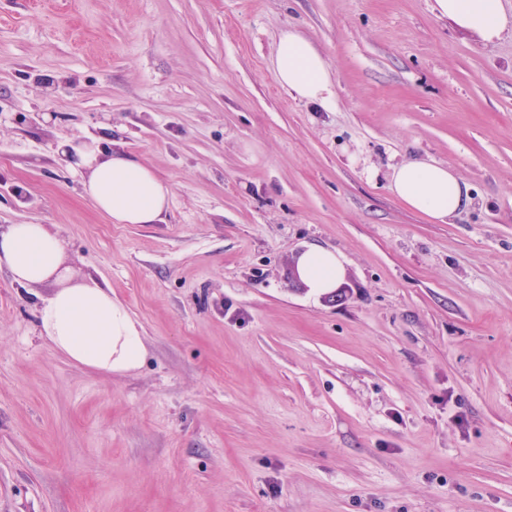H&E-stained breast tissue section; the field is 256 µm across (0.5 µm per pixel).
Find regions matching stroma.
Instances as JSON below:
<instances>
[{
	"mask_svg": "<svg viewBox=\"0 0 512 512\" xmlns=\"http://www.w3.org/2000/svg\"><path fill=\"white\" fill-rule=\"evenodd\" d=\"M309 38L334 83L272 59ZM172 189L115 224L59 142ZM453 167L448 223L392 166ZM43 224L146 346L105 375L40 336L55 284L0 270V512H512V33L434 0H0V229ZM344 257L342 301L293 277ZM272 65L277 82L296 98L322 106L332 98L327 62L302 34H281ZM389 186L407 208L441 223L469 203L468 188L452 168L424 159L393 166Z\"/></svg>",
	"mask_w": 512,
	"mask_h": 512,
	"instance_id": "obj_1",
	"label": "stroma"
}]
</instances>
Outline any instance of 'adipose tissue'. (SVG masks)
<instances>
[{
  "label": "adipose tissue",
  "mask_w": 512,
  "mask_h": 512,
  "mask_svg": "<svg viewBox=\"0 0 512 512\" xmlns=\"http://www.w3.org/2000/svg\"><path fill=\"white\" fill-rule=\"evenodd\" d=\"M435 10L487 43L512 28L502 0H435ZM272 65L277 82L296 98L320 105L331 99L327 62L302 34H281ZM59 149L74 157L84 193L113 223L162 221L171 189L144 162L87 142H65ZM390 189L410 210L442 223L469 203L468 188L452 168L424 159L393 166ZM0 268L24 287L58 283V290L38 308V326L42 336L73 362L104 374L141 365L145 344L126 307L113 299L111 289L70 282L64 243L45 225L12 224L0 230ZM293 275L309 294L321 298L338 287L343 263L336 252L312 247L298 255Z\"/></svg>",
  "instance_id": "obj_1"
}]
</instances>
